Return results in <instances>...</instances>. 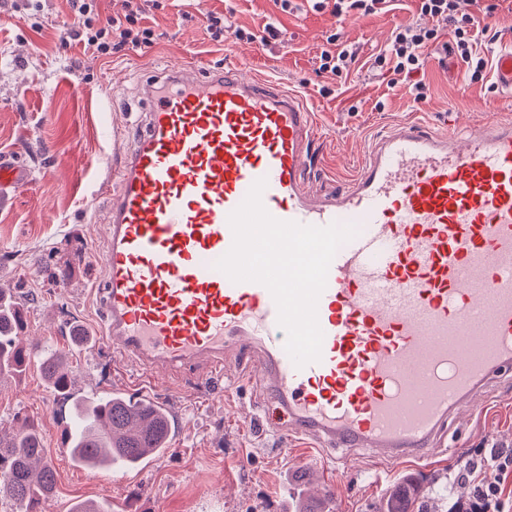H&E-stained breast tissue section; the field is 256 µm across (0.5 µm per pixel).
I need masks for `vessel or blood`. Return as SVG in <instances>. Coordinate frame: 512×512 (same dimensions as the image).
Wrapping results in <instances>:
<instances>
[{"instance_id":"1","label":"vessel or blood","mask_w":512,"mask_h":512,"mask_svg":"<svg viewBox=\"0 0 512 512\" xmlns=\"http://www.w3.org/2000/svg\"><path fill=\"white\" fill-rule=\"evenodd\" d=\"M497 106L512 108V48L495 60ZM143 128L113 169L102 337L140 366L255 364L264 422L324 450L381 461L428 458L449 419L512 376V120L459 133L395 123L348 181L313 176L305 97L235 63L150 75ZM274 218L358 225L317 305L319 362L296 367L269 290L215 262L229 214L258 179ZM30 183L0 155V201Z\"/></svg>"}]
</instances>
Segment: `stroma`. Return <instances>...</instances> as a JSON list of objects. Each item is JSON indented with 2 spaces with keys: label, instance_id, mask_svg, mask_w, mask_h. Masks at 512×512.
Masks as SVG:
<instances>
[{
  "label": "stroma",
  "instance_id": "obj_1",
  "mask_svg": "<svg viewBox=\"0 0 512 512\" xmlns=\"http://www.w3.org/2000/svg\"><path fill=\"white\" fill-rule=\"evenodd\" d=\"M400 2L385 15L339 18L306 7L288 14L275 0H146L141 24L152 29V45L97 58L71 40L67 0H0V153L21 151L31 172L30 186L0 205V288L25 295L24 343L65 352L77 371L75 392L159 401L172 426L170 452L135 469L88 470L60 442L59 405L37 366L0 377V431L35 426L57 474L43 512H71L88 500L109 512H295L298 499L310 512H377L400 491L405 512L424 504L448 512L450 501L465 504L474 495L473 484L457 477L466 462L512 450L509 380L486 396V412L449 424L445 448L398 474L391 464L350 465L347 451L323 453L309 440L263 429L266 398L248 364H230L215 384L189 369L149 379L102 341L93 289L107 206L97 184L143 119V74L167 64L238 61L303 92L322 149L317 175L339 180L354 173L368 142L390 124L475 127L499 95L494 74L470 82L464 65L436 53L423 101L408 85L369 78L363 69L343 78L319 73L331 33L354 45L362 61L385 49L396 25L412 17V0ZM210 13L226 17L244 38L214 37ZM269 23L279 39H267ZM78 332L89 341L77 347L70 338ZM443 484L449 497L437 493Z\"/></svg>",
  "mask_w": 512,
  "mask_h": 512
}]
</instances>
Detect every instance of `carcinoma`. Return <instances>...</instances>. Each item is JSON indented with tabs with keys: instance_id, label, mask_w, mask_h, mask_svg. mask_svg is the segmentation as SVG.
I'll list each match as a JSON object with an SVG mask.
<instances>
[{
	"instance_id": "1",
	"label": "carcinoma",
	"mask_w": 512,
	"mask_h": 512,
	"mask_svg": "<svg viewBox=\"0 0 512 512\" xmlns=\"http://www.w3.org/2000/svg\"><path fill=\"white\" fill-rule=\"evenodd\" d=\"M22 328L23 305L0 294V371L21 374L35 360L51 391L67 403L75 370L57 351L38 353L19 345ZM70 421L78 427L66 432V450L90 469L133 467L166 451L169 444L168 412L146 399L88 397L75 405ZM55 485L56 472L35 428L0 433V498L11 500L19 512H38L37 504L53 493Z\"/></svg>"
}]
</instances>
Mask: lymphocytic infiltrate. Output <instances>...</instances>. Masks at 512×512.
Segmentation results:
<instances>
[{
    "mask_svg": "<svg viewBox=\"0 0 512 512\" xmlns=\"http://www.w3.org/2000/svg\"><path fill=\"white\" fill-rule=\"evenodd\" d=\"M78 16L76 39L85 51L107 57L126 46L148 47L153 43L150 28L140 26L138 11H130L124 21L99 26L95 0H71ZM416 18L398 27L388 49L375 60L376 70H389L400 80L411 82L417 98H424L425 86L419 78L424 68L421 51L431 47L466 63L471 81H482L488 60L478 49L474 32L481 21L499 9L503 0H415ZM512 474V454L495 457L492 465L472 464L459 477L474 482L476 493L470 512H503L502 484Z\"/></svg>",
    "mask_w": 512,
    "mask_h": 512,
    "instance_id": "obj_1",
    "label": "lymphocytic infiltrate"
}]
</instances>
